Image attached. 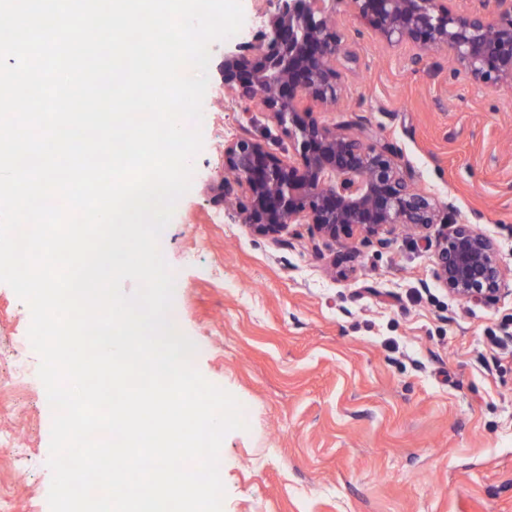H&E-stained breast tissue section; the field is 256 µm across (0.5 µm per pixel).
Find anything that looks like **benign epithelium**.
I'll return each instance as SVG.
<instances>
[{
  "label": "benign epithelium",
  "mask_w": 512,
  "mask_h": 512,
  "mask_svg": "<svg viewBox=\"0 0 512 512\" xmlns=\"http://www.w3.org/2000/svg\"><path fill=\"white\" fill-rule=\"evenodd\" d=\"M266 17L252 39L224 54V93L257 107L288 138V155L265 138L224 143L220 201L234 202L238 222L275 243L292 224L312 235L385 247L398 225L423 237L445 225L435 250V276L466 302L491 303L506 271L497 243L459 218L451 202L421 189L398 148L360 117L328 124L319 112L340 111L341 81L358 61L336 15L367 24L390 47L412 46L415 60L444 54L452 71L486 89L512 87V0H263Z\"/></svg>",
  "instance_id": "7a95c632"
}]
</instances>
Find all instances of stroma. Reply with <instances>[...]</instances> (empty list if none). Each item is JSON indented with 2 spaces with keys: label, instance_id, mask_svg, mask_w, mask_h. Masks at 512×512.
I'll use <instances>...</instances> for the list:
<instances>
[{
  "label": "stroma",
  "instance_id": "35a3bbf8",
  "mask_svg": "<svg viewBox=\"0 0 512 512\" xmlns=\"http://www.w3.org/2000/svg\"><path fill=\"white\" fill-rule=\"evenodd\" d=\"M339 25L359 67L321 120L364 117L419 186L482 213L479 231L512 270V88L475 86L433 54L416 62L352 16ZM224 47H209L191 189L159 239L194 364L248 423L222 444L223 512H512V278L490 304L449 295L435 279L439 224L380 248L305 224L275 243L235 221L210 191L225 141L262 135L277 151L288 140L225 103ZM30 321L0 283V435L15 440L0 447V498L50 512L46 390L10 381L16 364L40 366Z\"/></svg>",
  "mask_w": 512,
  "mask_h": 512
}]
</instances>
